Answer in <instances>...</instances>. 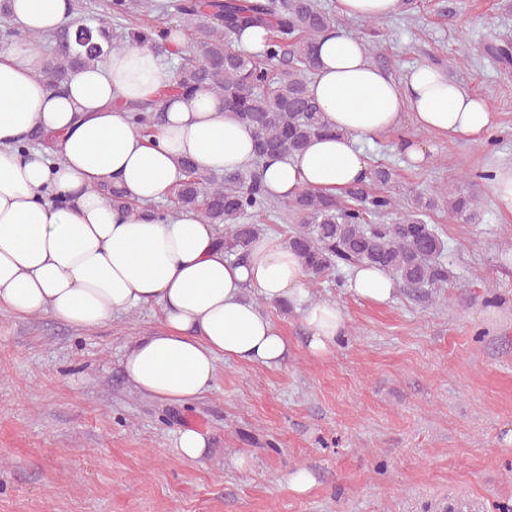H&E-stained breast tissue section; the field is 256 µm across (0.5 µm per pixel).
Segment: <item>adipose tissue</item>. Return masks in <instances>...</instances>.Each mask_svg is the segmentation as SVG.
<instances>
[{
    "label": "adipose tissue",
    "instance_id": "ef3b65f1",
    "mask_svg": "<svg viewBox=\"0 0 512 512\" xmlns=\"http://www.w3.org/2000/svg\"><path fill=\"white\" fill-rule=\"evenodd\" d=\"M26 30L48 35L71 14L70 0H10ZM308 83L329 132L293 158L262 165L269 191L282 199L308 189L334 196L370 180L360 139L400 128L480 140L496 122L487 99L418 65L394 80L373 65L364 42L330 29L315 42ZM42 57L25 43L0 49V308L18 317L50 315L86 330L146 307L162 314L158 330L133 343L122 361L142 396L185 407L209 391L219 360L279 365L288 354L283 330L255 303L302 314L307 352L331 355L346 334L342 309L309 302L300 258L278 236L253 243L246 261L230 257L216 229L193 211L161 219L113 209L100 189L120 182L131 200L156 204L183 179L180 161L202 174L245 168L253 133L201 86L180 92L164 58L146 47L110 53L74 71L62 88L41 75ZM157 102L163 121L153 140L135 132L133 102ZM52 137L50 150L18 153L33 134ZM354 296L392 302L385 272L358 268L346 280Z\"/></svg>",
    "mask_w": 512,
    "mask_h": 512
}]
</instances>
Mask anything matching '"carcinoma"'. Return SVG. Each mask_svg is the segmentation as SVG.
<instances>
[{
    "mask_svg": "<svg viewBox=\"0 0 512 512\" xmlns=\"http://www.w3.org/2000/svg\"><path fill=\"white\" fill-rule=\"evenodd\" d=\"M9 0H0V35L18 36L10 23ZM103 18L90 27L66 22L45 37L27 38L54 43L43 57L42 76L60 87L69 74L128 45L165 51L168 29L143 22L155 12L174 17L193 32L194 51L182 58L176 71L178 88L190 92L207 84L224 98V111L254 132L253 163L221 176L197 173L184 159V180L174 189L177 209L194 210L206 224L224 227L218 237L224 249L243 259L265 223H244L274 209L273 197L263 184L260 168L269 156L294 157L310 142L329 132L323 112L310 97L308 74L314 71V41L332 27L330 16L317 0H178L168 6L156 0H108L101 4ZM269 32L263 54L245 56L233 48L250 29ZM163 113L156 103L131 106L137 132L154 134ZM107 203L133 211L135 204L116 184L101 189ZM448 200V218L467 224L479 221L471 197L445 186L427 196L420 194L410 209L392 222L384 217L395 207L384 194L369 192L364 184L346 192V199L304 190L290 200L298 218L288 245L300 256L307 274L317 279L334 270L363 266L387 272L400 288L425 297L448 285L446 241L425 216Z\"/></svg>",
    "mask_w": 512,
    "mask_h": 512,
    "instance_id": "carcinoma-1",
    "label": "carcinoma"
}]
</instances>
